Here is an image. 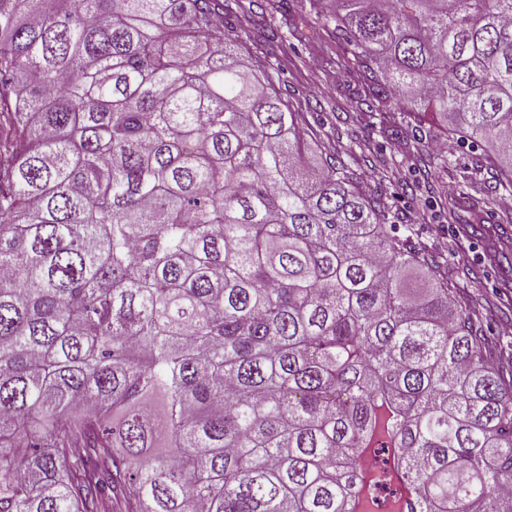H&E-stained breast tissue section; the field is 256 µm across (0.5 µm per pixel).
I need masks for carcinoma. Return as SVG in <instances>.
Listing matches in <instances>:
<instances>
[{
    "mask_svg": "<svg viewBox=\"0 0 512 512\" xmlns=\"http://www.w3.org/2000/svg\"><path fill=\"white\" fill-rule=\"evenodd\" d=\"M221 0H0V512H512V377ZM358 103L512 194V0H336Z\"/></svg>",
    "mask_w": 512,
    "mask_h": 512,
    "instance_id": "carcinoma-1",
    "label": "carcinoma"
}]
</instances>
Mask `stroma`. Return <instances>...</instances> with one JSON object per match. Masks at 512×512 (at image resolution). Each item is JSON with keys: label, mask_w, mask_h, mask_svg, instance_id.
Wrapping results in <instances>:
<instances>
[{"label": "stroma", "mask_w": 512, "mask_h": 512, "mask_svg": "<svg viewBox=\"0 0 512 512\" xmlns=\"http://www.w3.org/2000/svg\"><path fill=\"white\" fill-rule=\"evenodd\" d=\"M270 24L290 32L263 39ZM224 34L243 37L250 52L280 71L283 99L305 112L322 151L344 160L359 189L382 197L411 243L428 254V265L404 272L403 287L419 291L432 273L447 274L459 305L490 337L496 365L512 367V335L498 333L512 322V223L497 205L498 173L484 147L459 145L437 161L430 147L441 141L439 125L418 132L392 113L357 109L364 77L336 68V35L309 0H241L225 11ZM459 190L466 196L451 224L440 211ZM475 224L494 228L495 236L472 232Z\"/></svg>", "instance_id": "stroma-1"}]
</instances>
